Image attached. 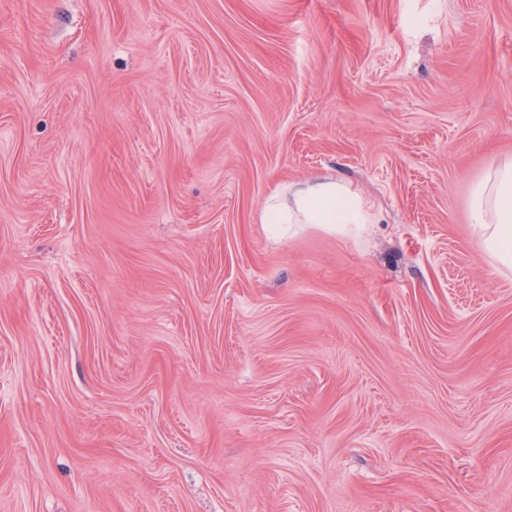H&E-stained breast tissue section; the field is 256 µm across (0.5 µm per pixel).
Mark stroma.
I'll list each match as a JSON object with an SVG mask.
<instances>
[{"mask_svg":"<svg viewBox=\"0 0 512 512\" xmlns=\"http://www.w3.org/2000/svg\"><path fill=\"white\" fill-rule=\"evenodd\" d=\"M507 155L512 0H0V512H512ZM468 219L480 251L512 270V157L499 159L472 185ZM372 205L331 175L288 182L264 198L259 221L268 239L284 242L310 228L357 238L374 223Z\"/></svg>","mask_w":512,"mask_h":512,"instance_id":"35a3bbf8","label":"stroma"}]
</instances>
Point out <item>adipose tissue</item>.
<instances>
[{
  "label": "adipose tissue",
  "mask_w": 512,
  "mask_h": 512,
  "mask_svg": "<svg viewBox=\"0 0 512 512\" xmlns=\"http://www.w3.org/2000/svg\"><path fill=\"white\" fill-rule=\"evenodd\" d=\"M468 219L480 251L512 270V157L499 159L472 185ZM259 221L268 239L284 242L311 228L357 238L374 215L347 183L319 175L276 187L262 201Z\"/></svg>",
  "instance_id": "adipose-tissue-1"
}]
</instances>
